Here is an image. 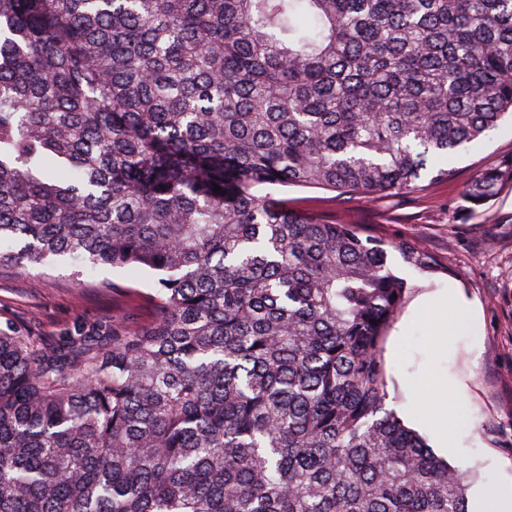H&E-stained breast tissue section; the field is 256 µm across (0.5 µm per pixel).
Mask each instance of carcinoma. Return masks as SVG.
Listing matches in <instances>:
<instances>
[{
  "label": "carcinoma",
  "mask_w": 512,
  "mask_h": 512,
  "mask_svg": "<svg viewBox=\"0 0 512 512\" xmlns=\"http://www.w3.org/2000/svg\"><path fill=\"white\" fill-rule=\"evenodd\" d=\"M507 118L512 0H0V267L155 283L144 327L0 323V512H470L387 404L388 254L436 259L279 187L406 193Z\"/></svg>",
  "instance_id": "obj_1"
}]
</instances>
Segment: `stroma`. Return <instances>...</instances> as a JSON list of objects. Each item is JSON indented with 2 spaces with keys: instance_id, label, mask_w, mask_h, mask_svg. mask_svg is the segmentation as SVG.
<instances>
[{
  "instance_id": "35a3bbf8",
  "label": "stroma",
  "mask_w": 512,
  "mask_h": 512,
  "mask_svg": "<svg viewBox=\"0 0 512 512\" xmlns=\"http://www.w3.org/2000/svg\"><path fill=\"white\" fill-rule=\"evenodd\" d=\"M510 157L512 124L504 122L478 145L454 155L451 179L422 178L419 191L343 197L314 187L281 190L290 205L310 216L415 243L439 261V272L422 274L399 254L391 256L410 293L384 343L390 404L419 430L420 393L464 383L449 417L459 445L449 449L447 459L471 475L469 500L481 512H492L503 475L512 472V182L473 213L462 210L461 195L474 176ZM98 277L110 281V288L81 285L72 266L0 269V322L15 321L53 341L78 323L116 320L141 326L151 320L150 276L104 268ZM448 288L473 303L479 323L475 335L455 336L439 347L414 312L420 297Z\"/></svg>"
}]
</instances>
